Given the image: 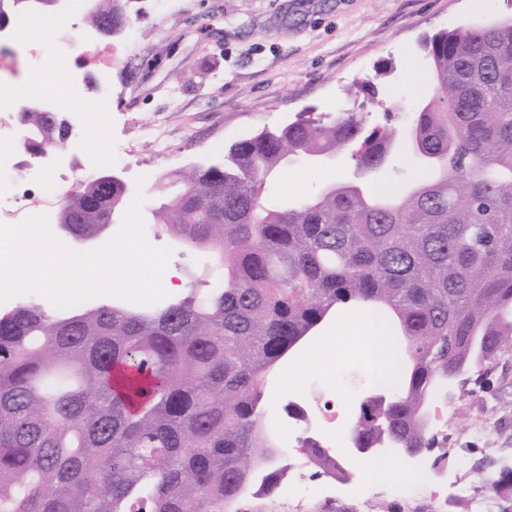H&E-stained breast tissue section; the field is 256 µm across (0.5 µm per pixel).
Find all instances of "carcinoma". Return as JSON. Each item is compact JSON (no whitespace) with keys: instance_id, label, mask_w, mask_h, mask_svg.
Masks as SVG:
<instances>
[{"instance_id":"1","label":"carcinoma","mask_w":512,"mask_h":512,"mask_svg":"<svg viewBox=\"0 0 512 512\" xmlns=\"http://www.w3.org/2000/svg\"><path fill=\"white\" fill-rule=\"evenodd\" d=\"M53 0H0V26ZM90 27L128 28L123 0H95ZM433 93L408 136L431 166L396 191L353 182L295 200L267 185L287 156L346 152L371 172L397 143L363 116L298 118L235 142L179 176L147 219L216 255V274L157 306L115 300L79 311L30 301L0 311V512H235L284 475L264 423L267 373L343 306L367 305L404 339L403 359L360 403L359 442L430 448L425 410L459 374L512 348V21L425 41ZM36 157L66 137L60 113L22 111ZM127 195L104 176L63 196L66 228L94 236ZM321 470L342 462L307 438ZM482 487L511 502L512 469Z\"/></svg>"}]
</instances>
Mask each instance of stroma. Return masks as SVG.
Returning a JSON list of instances; mask_svg holds the SVG:
<instances>
[{"label": "stroma", "mask_w": 512, "mask_h": 512, "mask_svg": "<svg viewBox=\"0 0 512 512\" xmlns=\"http://www.w3.org/2000/svg\"><path fill=\"white\" fill-rule=\"evenodd\" d=\"M127 9L131 23L124 33L96 36L99 54L64 59L49 71L19 67L22 85L40 81L60 91L72 80L82 82L78 104L64 106L70 128L64 160L52 164L17 151L20 178L62 173L73 182L112 170L148 203L179 192L176 173L214 163L231 144L302 114L323 120L360 112L372 128L392 108L395 125L405 128L432 88L424 40L442 29L512 18V0H129ZM384 63L392 65L391 76H377ZM156 126L166 131L161 147L149 135ZM354 168L347 154L330 165L297 162L272 178L268 190L293 198L350 181ZM143 231L150 246L170 249L168 264L183 285L205 278L206 251L178 246L148 223ZM316 350L323 362L306 366L298 387L284 388L278 371L270 379L266 417L276 431L286 427L288 402L318 406L326 399L327 362L346 361L351 403L345 418H352L361 391L376 384L349 335L323 350L309 340L290 361ZM441 400L452 434L446 455L425 454L429 476L448 467L480 487L470 429L485 425L497 443L512 448V349L485 365L481 386L462 375ZM406 461L401 453L382 456V467L397 473L382 480L383 490L426 498L427 478Z\"/></svg>", "instance_id": "stroma-1"}]
</instances>
